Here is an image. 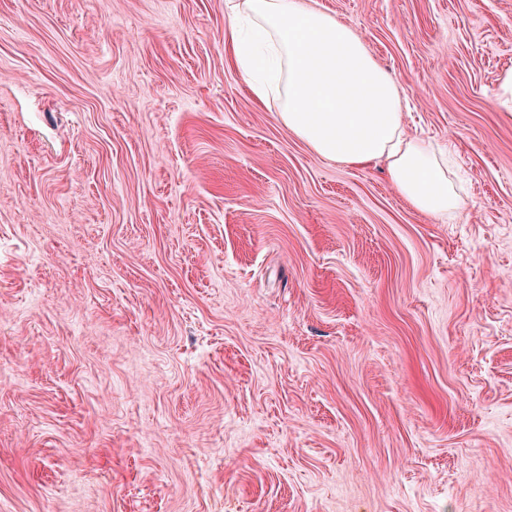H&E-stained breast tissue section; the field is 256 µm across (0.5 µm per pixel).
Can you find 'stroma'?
Segmentation results:
<instances>
[{"label": "stroma", "instance_id": "35a3bbf8", "mask_svg": "<svg viewBox=\"0 0 512 512\" xmlns=\"http://www.w3.org/2000/svg\"><path fill=\"white\" fill-rule=\"evenodd\" d=\"M465 204L318 155L225 0H0V512H512V0H308Z\"/></svg>", "mask_w": 512, "mask_h": 512}]
</instances>
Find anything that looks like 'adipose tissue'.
<instances>
[{"instance_id": "adipose-tissue-1", "label": "adipose tissue", "mask_w": 512, "mask_h": 512, "mask_svg": "<svg viewBox=\"0 0 512 512\" xmlns=\"http://www.w3.org/2000/svg\"><path fill=\"white\" fill-rule=\"evenodd\" d=\"M226 15V48L257 100H281L291 133L348 165L385 160L419 213L443 218L462 208L448 157L406 135L397 86L350 28L302 0H226Z\"/></svg>"}]
</instances>
